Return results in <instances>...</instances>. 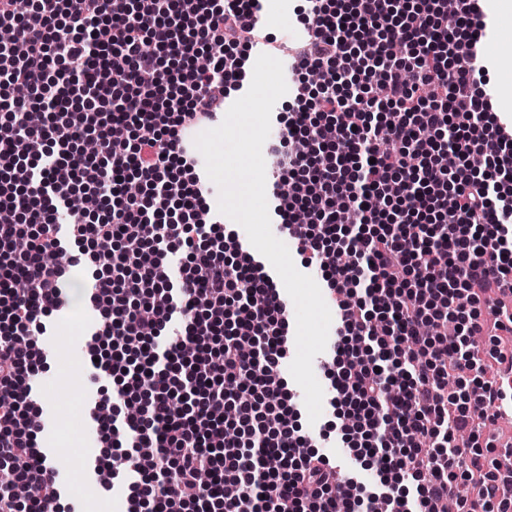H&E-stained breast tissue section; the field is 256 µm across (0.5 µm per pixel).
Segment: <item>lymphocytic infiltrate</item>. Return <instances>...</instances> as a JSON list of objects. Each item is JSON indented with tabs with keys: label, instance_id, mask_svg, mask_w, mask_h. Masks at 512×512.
Listing matches in <instances>:
<instances>
[{
	"label": "lymphocytic infiltrate",
	"instance_id": "lymphocytic-infiltrate-1",
	"mask_svg": "<svg viewBox=\"0 0 512 512\" xmlns=\"http://www.w3.org/2000/svg\"><path fill=\"white\" fill-rule=\"evenodd\" d=\"M309 3L271 195L338 296L323 373L379 484L335 471L294 424L270 379L287 303L214 220L186 138L223 111L251 50L273 49L261 0H0V28L26 48L0 51V210L14 214L0 221V467L27 490L1 493L0 512H55L54 472L33 457L37 338L64 309L67 268L85 263L105 320L94 369L142 401L129 418L102 399L96 418L112 449L97 469L130 477L133 512H255L257 498L264 512H512V466L489 465L480 443L512 353L473 342L512 334L495 298L512 291V137L487 70L464 55L486 16L443 0ZM202 51L210 62L195 66ZM317 70L314 92L302 75ZM34 104L46 121L18 129ZM90 136L93 157L77 149ZM131 181L145 196L126 194ZM468 371L471 385L449 390ZM225 482L240 495L224 497Z\"/></svg>",
	"mask_w": 512,
	"mask_h": 512
}]
</instances>
